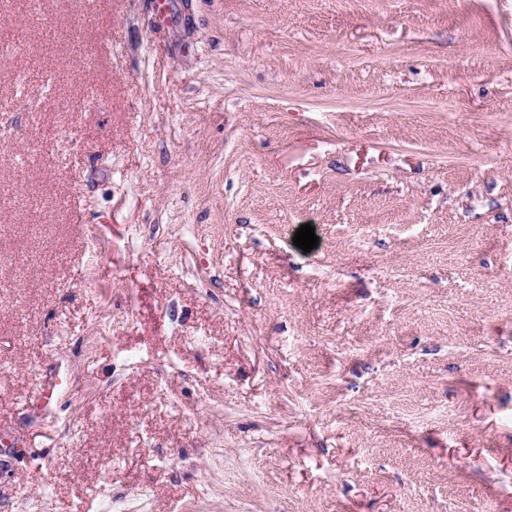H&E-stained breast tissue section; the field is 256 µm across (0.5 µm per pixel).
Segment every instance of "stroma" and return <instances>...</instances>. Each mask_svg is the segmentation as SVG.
Wrapping results in <instances>:
<instances>
[{
	"mask_svg": "<svg viewBox=\"0 0 512 512\" xmlns=\"http://www.w3.org/2000/svg\"><path fill=\"white\" fill-rule=\"evenodd\" d=\"M0 35V512H512V0Z\"/></svg>",
	"mask_w": 512,
	"mask_h": 512,
	"instance_id": "35a3bbf8",
	"label": "stroma"
}]
</instances>
